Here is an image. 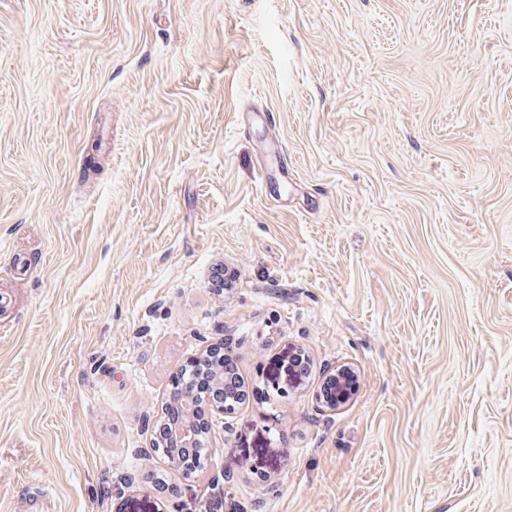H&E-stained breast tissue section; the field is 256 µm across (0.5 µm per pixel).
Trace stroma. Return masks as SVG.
Segmentation results:
<instances>
[{
    "label": "stroma",
    "instance_id": "stroma-1",
    "mask_svg": "<svg viewBox=\"0 0 512 512\" xmlns=\"http://www.w3.org/2000/svg\"><path fill=\"white\" fill-rule=\"evenodd\" d=\"M0 512H512V0H0ZM233 341V338L224 337L222 342L209 347L204 355L188 360L180 372L182 381H190L192 389L201 397L194 411V421L203 432L209 429L205 409L208 401H240L245 395L233 354ZM216 372L223 379L222 386L215 382ZM300 356L297 359V366L301 372H308V361L304 353L299 352ZM296 352H289L288 357L280 361L276 368V374L279 376L284 375L285 380L289 386H297L301 383L303 375L296 367ZM354 381L355 375L350 369H340L330 375L327 382L333 385L334 394L332 398H326L327 404L335 407L346 402L350 397ZM172 384V389L169 396V401L167 402V411L165 415V422L161 424L159 429L156 431L158 436L166 438L169 430L173 425L177 424L182 418V411L179 407L180 396L178 392L180 391L181 382L177 381L175 383V379ZM199 398L197 396H192L188 399L186 403V413L187 418L182 423L180 427H178L171 435L172 441L178 442L180 447H183L179 450L180 456L184 458L185 463L188 465L189 469L197 468L202 462L206 459V450L203 448H198L201 445V442L205 440L207 441V434L201 435L197 429L195 428L192 422V411L194 410L195 404H197Z\"/></svg>",
    "mask_w": 512,
    "mask_h": 512
}]
</instances>
